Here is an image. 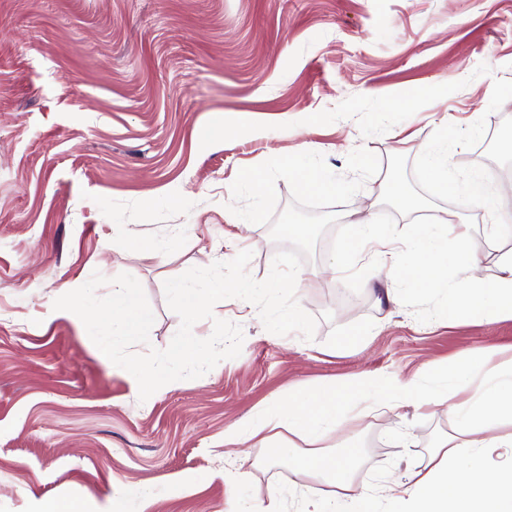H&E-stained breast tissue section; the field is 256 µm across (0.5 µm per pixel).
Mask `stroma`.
Returning <instances> with one entry per match:
<instances>
[{"label":"stroma","mask_w":512,"mask_h":512,"mask_svg":"<svg viewBox=\"0 0 512 512\" xmlns=\"http://www.w3.org/2000/svg\"><path fill=\"white\" fill-rule=\"evenodd\" d=\"M212 112L225 114L226 139L208 133ZM447 116L449 177H487L496 218L511 219L512 0H0V512H249L275 489L283 512H300L333 485L294 492L298 476L258 445L248 481H235L226 429L361 369L412 376L429 360L512 350V320L451 323L433 295L382 306L370 286L349 292L330 269L328 233L304 261L324 275L298 287L301 329L269 336L254 304L219 301L193 332L239 324L240 356L143 402L135 378L53 308L63 286L98 272L104 297L130 274L155 315L136 350L167 348L180 319L166 279L242 250L252 277L268 276L280 249L268 225L242 242L224 234L231 185L306 143L339 175L356 148L381 160L335 206L340 223L368 206L377 223L412 221L381 195L393 179L429 211L473 224L479 255L511 250L491 234L496 218L424 167ZM129 233L160 255L113 249ZM449 429L444 406L352 421L355 488L404 481Z\"/></svg>","instance_id":"stroma-1"}]
</instances>
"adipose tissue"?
Returning <instances> with one entry per match:
<instances>
[{
	"instance_id": "1",
	"label": "adipose tissue",
	"mask_w": 512,
	"mask_h": 512,
	"mask_svg": "<svg viewBox=\"0 0 512 512\" xmlns=\"http://www.w3.org/2000/svg\"><path fill=\"white\" fill-rule=\"evenodd\" d=\"M454 137L449 122L435 129L428 147L427 166L450 192L475 198L491 207L492 197L478 182L449 183L448 145ZM353 236L346 251L369 252L373 278L381 286L380 299L397 305L405 292L445 295L443 318H477L487 323L512 319V250L497 256L495 277L482 271L483 257L473 248L469 224L453 213L408 225L396 234L385 225L364 219L352 222ZM463 275L458 288L448 286V268ZM485 367L480 386H473V363L450 365L425 362L419 376L380 377L367 371L351 375L344 386H328L307 395L289 396L279 410L262 409L245 423L224 433V443L241 446L253 440H278L271 459L287 461L296 473L311 480L332 481L333 496L324 498L317 512H374L377 493L354 491L352 472L361 455L356 445L324 447L330 432L342 428L353 411L372 399L401 400L423 412L447 406L453 422L440 434L426 466L410 469L405 482L387 487L393 512H512V470L487 466L489 453L512 448V358L502 361L492 350L480 352ZM294 435L283 444L282 433ZM306 450H299L298 442Z\"/></svg>"
}]
</instances>
